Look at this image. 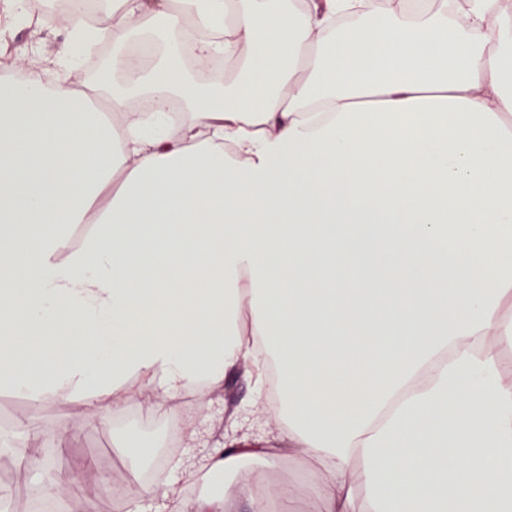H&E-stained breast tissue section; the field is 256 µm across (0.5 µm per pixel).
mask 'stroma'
Returning <instances> with one entry per match:
<instances>
[{
	"mask_svg": "<svg viewBox=\"0 0 512 512\" xmlns=\"http://www.w3.org/2000/svg\"><path fill=\"white\" fill-rule=\"evenodd\" d=\"M66 35V22L62 19L46 25L37 17L29 24L13 25L0 0V75L18 70L17 57L23 48L36 45L49 56ZM255 397L253 381L238 369L225 375L209 413L191 414L190 403L179 401L182 416L188 417L205 439L203 446L183 448L178 455L196 471L192 487L200 496L207 495L211 488L214 479L204 466L209 447L254 444L275 449L280 460L274 465L249 463L253 488L265 489L273 486L275 479L285 478L295 485L300 499H307L316 491L314 461L290 456L282 440V421L258 409ZM84 411V406L74 400L36 403L0 389V433H12L21 448L41 449L50 474L81 473L70 500L71 512H87L91 504L96 512H115L116 503L112 495L104 492V481H132L138 472L121 450L123 436L131 435L162 448L169 437L171 419L166 411H148L138 398L130 399L104 426L84 424Z\"/></svg>",
	"mask_w": 512,
	"mask_h": 512,
	"instance_id": "obj_1",
	"label": "stroma"
}]
</instances>
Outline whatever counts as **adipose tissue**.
<instances>
[{
    "label": "adipose tissue",
    "instance_id": "obj_1",
    "mask_svg": "<svg viewBox=\"0 0 512 512\" xmlns=\"http://www.w3.org/2000/svg\"><path fill=\"white\" fill-rule=\"evenodd\" d=\"M79 31L0 83V388L103 425L128 373L159 410L274 363L258 403L318 465L308 512H512L503 0H103L111 75L76 88ZM179 480L133 499L230 512Z\"/></svg>",
    "mask_w": 512,
    "mask_h": 512
}]
</instances>
